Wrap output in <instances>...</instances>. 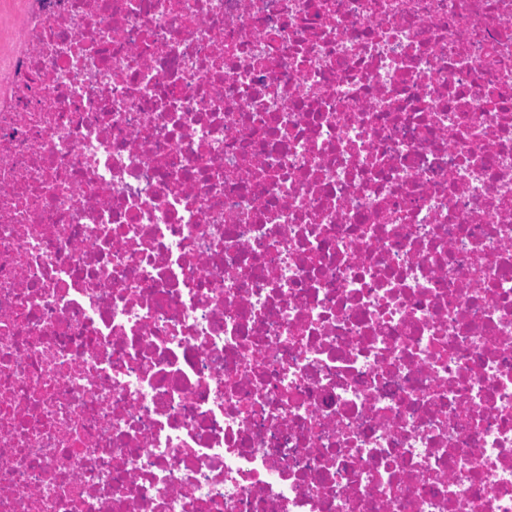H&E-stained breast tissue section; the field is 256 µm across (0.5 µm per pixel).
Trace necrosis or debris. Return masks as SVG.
Instances as JSON below:
<instances>
[{"mask_svg":"<svg viewBox=\"0 0 512 512\" xmlns=\"http://www.w3.org/2000/svg\"><path fill=\"white\" fill-rule=\"evenodd\" d=\"M25 5L0 512H512V0Z\"/></svg>","mask_w":512,"mask_h":512,"instance_id":"4bbe7bcc","label":"necrosis or debris"}]
</instances>
